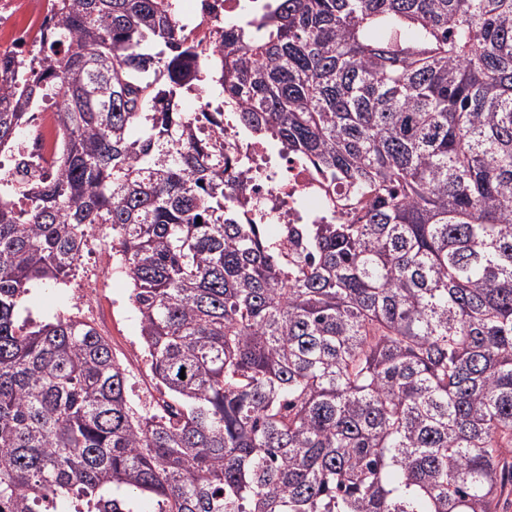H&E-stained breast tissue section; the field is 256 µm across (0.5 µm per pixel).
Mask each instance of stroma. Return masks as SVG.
<instances>
[{"label": "stroma", "mask_w": 512, "mask_h": 512, "mask_svg": "<svg viewBox=\"0 0 512 512\" xmlns=\"http://www.w3.org/2000/svg\"><path fill=\"white\" fill-rule=\"evenodd\" d=\"M84 302H77V295ZM128 278L112 264V250L91 237L74 276L58 285L31 289L22 301L19 319L37 324L57 318L78 317L91 322L107 338L129 374L133 403L157 397L144 357L139 322L130 300Z\"/></svg>", "instance_id": "stroma-1"}]
</instances>
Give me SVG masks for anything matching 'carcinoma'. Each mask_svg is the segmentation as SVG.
Masks as SVG:
<instances>
[{
  "label": "carcinoma",
  "instance_id": "carcinoma-1",
  "mask_svg": "<svg viewBox=\"0 0 512 512\" xmlns=\"http://www.w3.org/2000/svg\"><path fill=\"white\" fill-rule=\"evenodd\" d=\"M176 13L62 0L38 72L0 85V149L48 106L64 145L22 206L0 180V512H498L512 0H270L205 69ZM205 80L349 218L298 225L300 255L238 223L201 135L224 113L177 111ZM106 225L162 388L140 408L92 324L17 320Z\"/></svg>",
  "mask_w": 512,
  "mask_h": 512
}]
</instances>
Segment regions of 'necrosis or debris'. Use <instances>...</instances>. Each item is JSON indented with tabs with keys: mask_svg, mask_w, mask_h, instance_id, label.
<instances>
[{
	"mask_svg": "<svg viewBox=\"0 0 512 512\" xmlns=\"http://www.w3.org/2000/svg\"><path fill=\"white\" fill-rule=\"evenodd\" d=\"M59 0H0V64L26 67L37 57L48 36ZM194 11L205 21L196 35L204 43L217 41L231 22H248L261 13L267 0H194ZM62 147L52 124L38 127L29 141L12 153L10 165L0 176L27 172L37 177L52 172ZM224 154L238 162L237 207L244 224H268L273 236L287 234L296 224L326 222L325 187L298 157L272 146L241 129L234 121L224 123Z\"/></svg>",
	"mask_w": 512,
	"mask_h": 512,
	"instance_id": "4bbe7bcc",
	"label": "necrosis or debris"
}]
</instances>
